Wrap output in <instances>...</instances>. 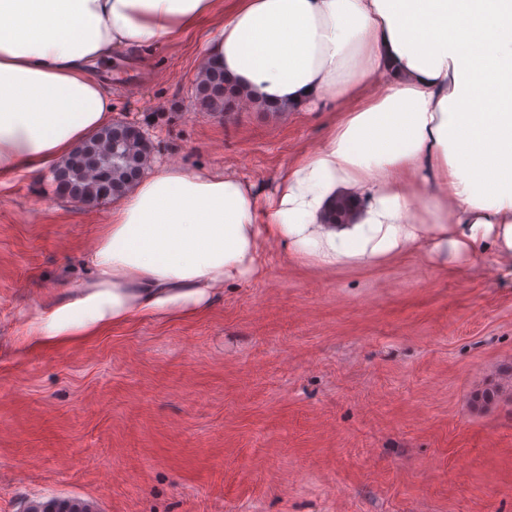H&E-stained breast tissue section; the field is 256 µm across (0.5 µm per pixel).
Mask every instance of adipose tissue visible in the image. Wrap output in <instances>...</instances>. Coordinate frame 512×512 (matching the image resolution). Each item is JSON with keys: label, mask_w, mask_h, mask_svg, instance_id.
I'll list each match as a JSON object with an SVG mask.
<instances>
[{"label": "adipose tissue", "mask_w": 512, "mask_h": 512, "mask_svg": "<svg viewBox=\"0 0 512 512\" xmlns=\"http://www.w3.org/2000/svg\"><path fill=\"white\" fill-rule=\"evenodd\" d=\"M207 18L205 59L243 102L329 112L326 138L268 195L231 170L156 168L113 206L95 280L47 301L29 343L200 314L269 243L324 270L413 249L443 269L488 251L512 274V0H0V183L111 123L100 62ZM340 197L358 206L327 223Z\"/></svg>", "instance_id": "obj_1"}]
</instances>
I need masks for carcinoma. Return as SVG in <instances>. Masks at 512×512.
<instances>
[{
    "mask_svg": "<svg viewBox=\"0 0 512 512\" xmlns=\"http://www.w3.org/2000/svg\"><path fill=\"white\" fill-rule=\"evenodd\" d=\"M200 110L226 114L238 105L233 85L224 69L207 65L195 90ZM152 144L135 134L132 126L116 122L89 140L51 172L55 192L85 205H98L124 195L139 180L147 167Z\"/></svg>",
    "mask_w": 512,
    "mask_h": 512,
    "instance_id": "obj_1",
    "label": "carcinoma"
}]
</instances>
